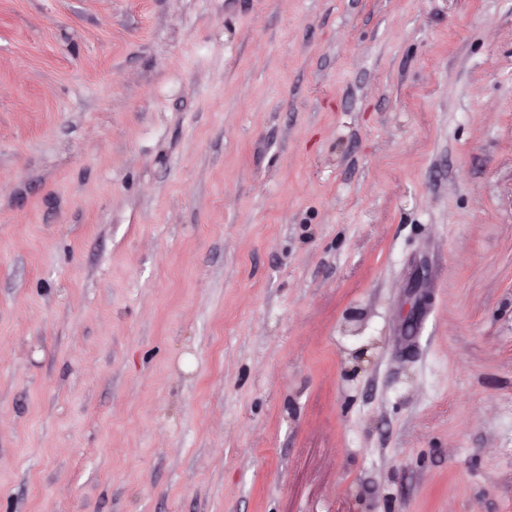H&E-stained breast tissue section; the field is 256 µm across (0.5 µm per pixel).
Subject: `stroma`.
I'll return each mask as SVG.
<instances>
[{
	"label": "stroma",
	"instance_id": "1",
	"mask_svg": "<svg viewBox=\"0 0 512 512\" xmlns=\"http://www.w3.org/2000/svg\"><path fill=\"white\" fill-rule=\"evenodd\" d=\"M0 512H512V0H0Z\"/></svg>",
	"mask_w": 512,
	"mask_h": 512
}]
</instances>
